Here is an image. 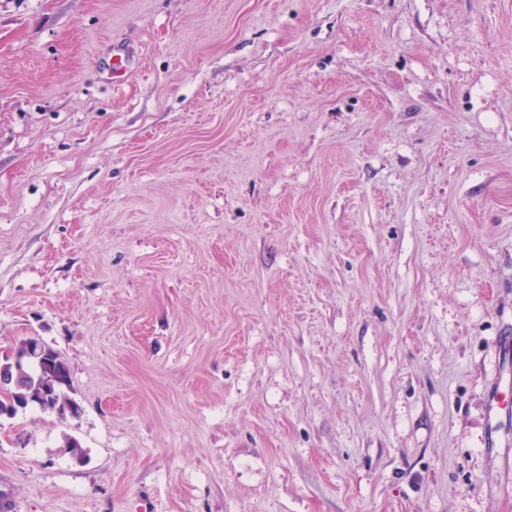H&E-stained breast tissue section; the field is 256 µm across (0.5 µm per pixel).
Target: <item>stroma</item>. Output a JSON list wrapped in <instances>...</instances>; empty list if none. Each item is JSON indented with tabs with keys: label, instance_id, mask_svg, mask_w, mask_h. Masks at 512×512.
<instances>
[{
	"label": "stroma",
	"instance_id": "stroma-1",
	"mask_svg": "<svg viewBox=\"0 0 512 512\" xmlns=\"http://www.w3.org/2000/svg\"><path fill=\"white\" fill-rule=\"evenodd\" d=\"M508 334L512 0H0V512H512ZM28 353L31 356L23 362L15 360V356ZM13 354L0 360V382L4 385L0 388V416H14L19 409L31 405L60 419L78 416L80 406L64 391L70 382L69 368L56 351L39 339L30 338L21 342ZM7 405L10 412L4 413Z\"/></svg>",
	"mask_w": 512,
	"mask_h": 512
}]
</instances>
